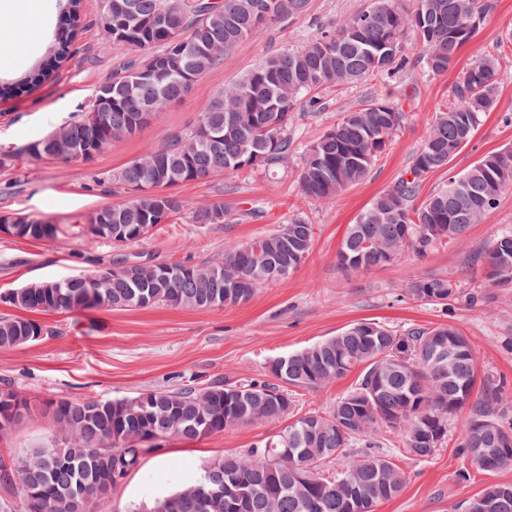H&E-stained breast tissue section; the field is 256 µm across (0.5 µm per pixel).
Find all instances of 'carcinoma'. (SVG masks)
Masks as SVG:
<instances>
[{
  "instance_id": "cac0c4a2",
  "label": "carcinoma",
  "mask_w": 512,
  "mask_h": 512,
  "mask_svg": "<svg viewBox=\"0 0 512 512\" xmlns=\"http://www.w3.org/2000/svg\"><path fill=\"white\" fill-rule=\"evenodd\" d=\"M307 0H99L98 15L112 12V45L136 51L95 91L80 119L54 137L26 149L36 158L77 163V153H101L113 140L137 134L139 114L157 112L186 96L198 79L242 39L282 17L303 16ZM80 0H67L66 19L48 56L24 78L0 85L9 96L50 76L75 39ZM497 7L496 0H368L360 12L321 37L257 63L239 80L216 91L197 123L163 146L110 173L105 182L142 194L82 217L94 236L116 248L146 239L179 215L182 202L160 189L243 170L268 172L288 163L289 128L303 99L323 87L347 86L394 73L410 63L413 38L427 68L444 73ZM498 59L477 56L461 72L454 102L435 113L409 170L350 225L337 254L347 272H367L411 254L423 259L438 245L463 239L472 224L512 189V148L488 154L451 176L448 184L417 202L427 174L448 163L473 138L498 96ZM404 112L387 99L371 98L346 112L306 146L297 174L299 193L329 201L364 180L401 127ZM185 138L193 140L181 147ZM227 218L224 201L189 216L203 227ZM59 227L26 217L12 237L50 241ZM314 225L294 218L268 234L224 248V261L156 262L152 271L108 267L61 280L34 281L0 295L30 313L91 308L147 309L166 305L224 308L249 300L286 278L310 254ZM494 288H512V232L492 239L477 256ZM406 291L445 304L459 288L449 277L413 281ZM46 333L38 320L0 319V348L36 342ZM355 386L326 412L301 413L290 388H321L354 369ZM275 382H216L206 387L148 390L122 398H57L45 402L54 427L42 446L0 465V482L18 494L0 501V512H112V491L168 438L201 439L258 422L278 430L245 453L211 461L204 476L154 502L150 512H376L397 497L406 477L387 456L373 452L386 432L417 458L434 454L448 435V419L466 412L457 450L488 475L512 469V424L504 423L507 381L479 375L470 339L451 324L410 330L400 337L380 322L354 323L334 336L273 359ZM30 412L27 397L0 381V434ZM368 451L354 458L351 448ZM344 459V467L324 468ZM465 512H512V483L489 482Z\"/></svg>"
}]
</instances>
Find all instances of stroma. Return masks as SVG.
Masks as SVG:
<instances>
[{
	"label": "stroma",
	"mask_w": 512,
	"mask_h": 512,
	"mask_svg": "<svg viewBox=\"0 0 512 512\" xmlns=\"http://www.w3.org/2000/svg\"><path fill=\"white\" fill-rule=\"evenodd\" d=\"M367 0H308L301 18H283L233 46L202 76L190 93L156 112L133 137L113 141L91 163L74 164L35 158L24 149L85 111L96 87L129 52L112 46L96 23L97 0H83L78 36L68 59L42 83L0 98V214L20 213L58 225L51 241H25L0 235V293L36 280L79 274L104 267L120 255L141 260L201 264L223 261L225 246L241 243L300 218L315 227L305 263L287 279L258 291L247 302L221 309L157 306L148 309H89L40 315L47 330L40 340L0 349V379L19 387L31 402L30 415L0 437V459L7 461L46 440L52 425L44 403L57 398H112L152 389L204 387L217 381L267 380L269 361L336 335L349 325L377 320L403 335L414 328L452 323L471 340L480 373L512 383V288L486 286L480 267L471 263L500 233L512 231V190L504 192L482 223L464 239L443 245L425 258L402 257L368 272L341 270L337 251L349 224L373 198L395 185L421 147L435 112L454 100L463 68L472 58L493 54L499 59L498 97L471 142L448 166L429 173L419 196L427 198L484 155L512 146V0H497L491 19L458 53L448 71L432 74L420 50H412L409 66L390 76L368 79L345 89L318 91L319 104L301 105L292 137L297 150L287 165L273 173L244 170L229 176L170 187L185 206V215L158 225L143 242L117 249L83 231L79 220L114 202L116 196L98 186L96 174L124 168L161 147L170 136L196 124L199 108L219 88L237 80L259 61L288 47L317 38L345 16L363 9ZM65 0H0V81L14 82L48 54ZM35 7L36 42L25 57L13 55L8 39L14 15ZM371 97L399 103L405 120L401 130L375 161L369 175L329 202L304 199L298 193V153L318 139L341 113ZM228 212L224 223L199 227L187 214L214 201ZM430 276L455 280L463 292L485 294L483 302L458 299L448 305L417 299L405 292L411 281ZM357 379L349 374L319 389H294L301 412L326 411ZM460 418L448 424L441 448L421 460L406 453L397 438L385 434L383 447L406 476L401 493L378 505L377 512H463L489 475L462 479L464 461L456 448ZM276 423L262 422L201 440L170 439L146 455L112 494L114 512H131L199 480L207 462L251 448L274 432Z\"/></svg>",
	"instance_id": "1"
}]
</instances>
